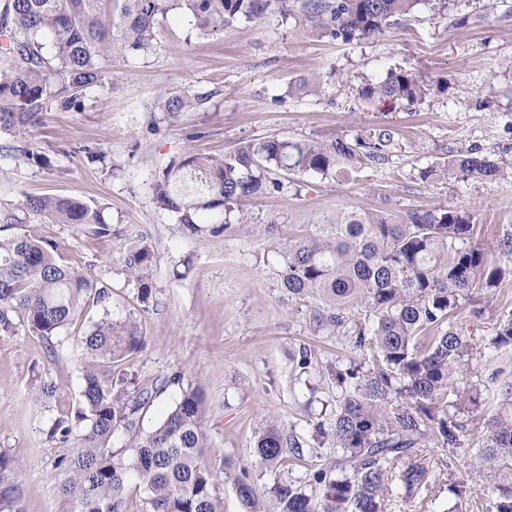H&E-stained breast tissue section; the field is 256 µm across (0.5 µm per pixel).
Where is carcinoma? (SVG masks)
Segmentation results:
<instances>
[{"label": "carcinoma", "instance_id": "1", "mask_svg": "<svg viewBox=\"0 0 512 512\" xmlns=\"http://www.w3.org/2000/svg\"><path fill=\"white\" fill-rule=\"evenodd\" d=\"M310 32L350 42L374 35L409 15L421 0H297ZM289 0H0V131L27 133L36 117L52 107L79 110L80 93L109 83L106 63L114 57L148 55L160 47V22L173 14L190 18L197 35L221 33L234 22L259 19L276 5L283 14ZM427 88L408 70L391 71L362 87L365 99L400 101L413 106ZM196 98L172 95L168 112H181ZM388 132L377 140L337 137L328 141L267 136L253 139L220 159L201 155L172 160L155 179L153 202L194 232L231 227L234 205L280 188L288 172L332 178L384 160ZM461 180L500 176V162L475 150L454 155L442 166L420 171L433 182L441 173ZM33 216L55 224H97L107 233L104 208L77 198L24 196L0 202V227L25 224ZM474 224L464 210L450 205L412 210L396 217L385 207L342 211L279 248L277 288L291 305L311 309L316 334L350 338L354 357L336 368L340 396L328 423L318 422L314 437L328 440L336 460L298 481H277L269 499L260 501L241 481L237 494L247 512H386L392 499L408 505L422 500L440 475L420 457L434 444L445 452L440 465L450 476L457 467L454 448L465 424L461 414L482 410L478 388L467 403L448 412L454 373L474 349L457 322L464 306L476 317L477 295L504 277L491 267L496 251L512 254V237L493 249L473 244ZM127 275L138 298L152 297L155 256L144 243L126 254ZM110 289L87 268L58 259V245L29 233L0 237V339L18 325L50 339L72 324L92 303L103 309L77 339L81 387L52 420L49 438L68 452L58 456L57 492L63 512H124L134 484L145 494V512H223L220 468L207 453L203 400L182 391L166 417L149 431L143 414L165 384L139 387L135 379L112 370V363L142 344L136 321H114L107 304ZM484 348L512 349V313L498 319ZM497 407L478 439L475 466L492 483L488 512H512V376L492 373ZM36 401L53 405L58 387L47 374L34 375ZM121 433L126 442L114 447ZM298 451L277 430L263 433L255 448L260 463L274 468L284 448ZM7 453L0 452V505L23 512ZM470 489L448 481L452 505L443 512H468Z\"/></svg>", "mask_w": 512, "mask_h": 512}]
</instances>
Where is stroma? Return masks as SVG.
Instances as JSON below:
<instances>
[{"mask_svg": "<svg viewBox=\"0 0 512 512\" xmlns=\"http://www.w3.org/2000/svg\"><path fill=\"white\" fill-rule=\"evenodd\" d=\"M399 68L429 84L421 102L409 108L360 98L361 87ZM110 69L107 87L84 94L80 111L40 113L27 135L34 158L18 155L16 137L0 132V200L55 194L105 206L111 233L101 239L92 226L37 217L17 230L56 241L63 261L90 267L111 289L113 320H137L144 345L115 368L165 384L144 414V429L166 416L183 389L200 392L209 453L223 466L224 512H245L238 481L261 495L275 480L302 478L335 458L312 429L335 411L340 391L333 368L350 357L346 337L314 335L308 309L282 302L279 243L337 212L383 204L398 216L466 209L476 226L473 240L483 245L512 235V0H448L441 14L423 0L397 24L348 43L305 34L296 16L275 8L205 38L179 15L164 22L160 50L114 59ZM299 82L306 91L293 93ZM183 92L196 96L193 106L175 114L161 108V96ZM386 129L393 138L383 164L339 181L282 178L278 191L241 203L244 226L216 236L191 234L153 203L156 174L189 153L220 157L265 136L374 138ZM472 148L503 162V174L488 181L420 179L428 165ZM92 151L101 160L91 161ZM143 241L156 257L146 308L123 266L125 254ZM182 269L186 278L175 279ZM479 301L483 316H460L479 344L456 374L463 398L474 387L491 389L496 368L512 371V352L481 346L498 317L512 311V277ZM98 315L90 308L48 340L24 326L0 339V451L24 475L23 512H61L54 478L62 450L46 435L51 411L31 399V368L45 370L64 397L77 395L80 363L70 349ZM303 346L312 352L304 374L293 361ZM175 373L182 379L173 384ZM484 422L475 415L461 433L452 475L471 489L470 512H487L492 498L471 466ZM270 429L300 446L299 456H286L272 470L254 453Z\"/></svg>", "mask_w": 512, "mask_h": 512, "instance_id": "1", "label": "stroma"}]
</instances>
